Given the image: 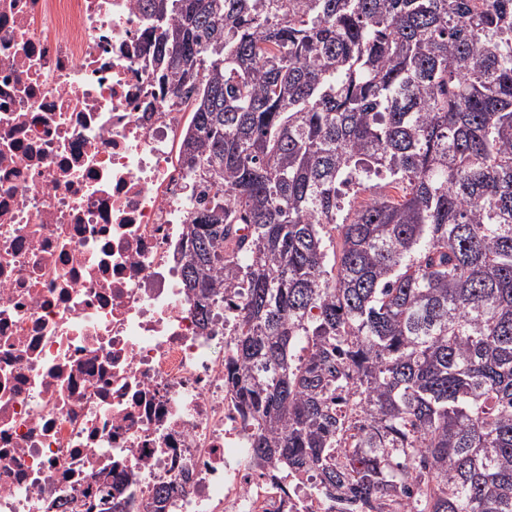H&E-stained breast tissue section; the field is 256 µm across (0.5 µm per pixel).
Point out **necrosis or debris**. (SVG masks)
<instances>
[{
    "mask_svg": "<svg viewBox=\"0 0 512 512\" xmlns=\"http://www.w3.org/2000/svg\"><path fill=\"white\" fill-rule=\"evenodd\" d=\"M138 0H0V512H336L254 463L235 324L184 288L192 105Z\"/></svg>",
    "mask_w": 512,
    "mask_h": 512,
    "instance_id": "4bbe7bcc",
    "label": "necrosis or debris"
}]
</instances>
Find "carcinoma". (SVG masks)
Here are the masks:
<instances>
[{
  "instance_id": "cac0c4a2",
  "label": "carcinoma",
  "mask_w": 512,
  "mask_h": 512,
  "mask_svg": "<svg viewBox=\"0 0 512 512\" xmlns=\"http://www.w3.org/2000/svg\"><path fill=\"white\" fill-rule=\"evenodd\" d=\"M139 2L194 95L183 279L202 311L224 269L257 464L340 512H512V0Z\"/></svg>"
}]
</instances>
